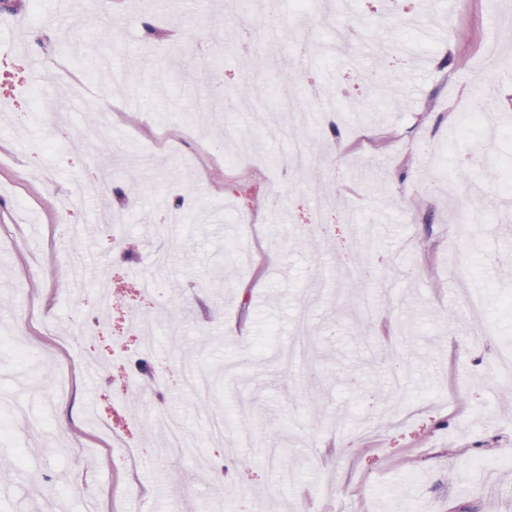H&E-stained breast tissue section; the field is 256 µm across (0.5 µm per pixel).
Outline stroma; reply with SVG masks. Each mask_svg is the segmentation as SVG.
I'll return each mask as SVG.
<instances>
[{"label":"stroma","instance_id":"obj_1","mask_svg":"<svg viewBox=\"0 0 512 512\" xmlns=\"http://www.w3.org/2000/svg\"><path fill=\"white\" fill-rule=\"evenodd\" d=\"M263 2L130 0L74 26L43 0L27 28L29 0H0V24L12 29L0 42L17 48L0 69V297L12 303L0 336L35 352L21 364L0 348V420L20 400L50 429L16 427L0 440L13 460L0 469V512H123L133 483L142 512H202L222 492L231 512H512V469L489 489L471 469L474 458L512 455V411L488 377L512 337V314L495 299L512 278L468 244H495L512 225V190L498 180L512 168V124L500 119L512 113V81L487 103L499 123L488 166L464 183L451 175L486 131L458 135L485 47L499 41L512 59V33L501 34L485 0L435 8L428 47L409 26L419 0H332L326 12L313 0L275 16ZM103 26L114 36L106 49ZM76 38L73 62L91 81L106 62L140 73L107 132L118 185L135 200L116 236L95 221L111 191L62 212L63 191L93 175L79 131L98 109L65 95L34 56L62 54ZM408 72L420 76L411 96L398 91ZM59 97L63 139L43 120V103ZM327 109L340 116L335 128ZM298 141L309 165L275 169ZM174 184L194 201L178 224L168 221ZM479 206L484 222L462 238L458 214ZM69 223L88 228L77 251L110 266L106 306L95 281L75 296L57 284L76 252ZM458 261L462 280L448 273ZM223 264L226 277L214 278ZM143 273L154 292L133 288ZM477 292L491 301L476 340L461 303ZM175 301L186 314H168ZM46 311L62 327L98 315L85 342L101 360L96 387L79 370L63 381V352L40 327ZM146 343L161 367L133 402L127 361ZM189 367L209 377L223 440L210 439L183 387ZM244 405L266 422L265 444L241 434ZM160 407L206 470L160 458L140 467L113 447L115 428L136 447L158 446ZM221 470L234 481L217 482Z\"/></svg>","mask_w":512,"mask_h":512}]
</instances>
